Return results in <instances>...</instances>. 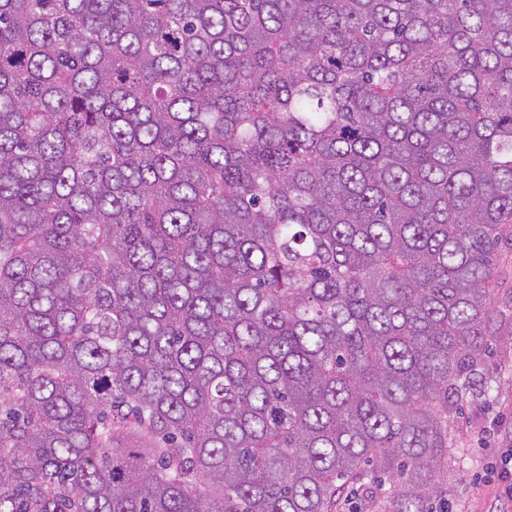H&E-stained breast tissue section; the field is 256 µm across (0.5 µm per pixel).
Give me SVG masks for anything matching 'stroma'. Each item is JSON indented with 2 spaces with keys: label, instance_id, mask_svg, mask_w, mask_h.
<instances>
[{
  "label": "stroma",
  "instance_id": "obj_1",
  "mask_svg": "<svg viewBox=\"0 0 512 512\" xmlns=\"http://www.w3.org/2000/svg\"><path fill=\"white\" fill-rule=\"evenodd\" d=\"M493 334L484 382L463 395L448 423V502L452 512H488L502 449L512 448V246L503 245L494 276Z\"/></svg>",
  "mask_w": 512,
  "mask_h": 512
}]
</instances>
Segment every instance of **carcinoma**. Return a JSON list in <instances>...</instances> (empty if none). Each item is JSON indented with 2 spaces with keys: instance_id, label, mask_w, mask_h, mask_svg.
<instances>
[{
  "instance_id": "1",
  "label": "carcinoma",
  "mask_w": 512,
  "mask_h": 512,
  "mask_svg": "<svg viewBox=\"0 0 512 512\" xmlns=\"http://www.w3.org/2000/svg\"><path fill=\"white\" fill-rule=\"evenodd\" d=\"M507 237L512 0H0V512H432ZM371 491L366 486L359 487V484L350 486L338 499L336 510L338 512L388 510V505L384 502L383 498L379 494L372 495Z\"/></svg>"
}]
</instances>
